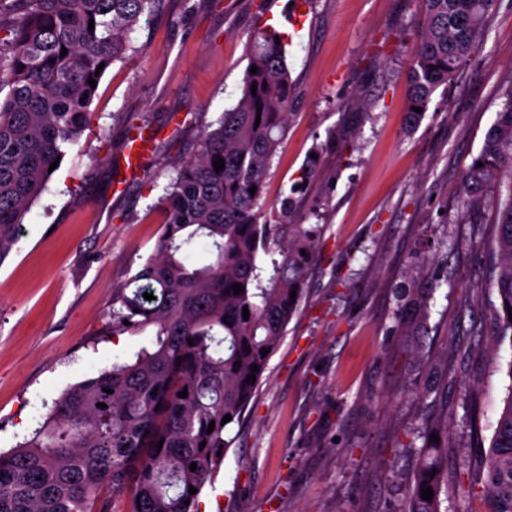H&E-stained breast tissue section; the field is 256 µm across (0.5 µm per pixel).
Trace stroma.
I'll use <instances>...</instances> for the list:
<instances>
[{"label": "stroma", "instance_id": "35a3bbf8", "mask_svg": "<svg viewBox=\"0 0 512 512\" xmlns=\"http://www.w3.org/2000/svg\"><path fill=\"white\" fill-rule=\"evenodd\" d=\"M420 0H159L103 75L93 119L25 215L0 263V452L69 387L147 346L112 333V293L156 249L161 202L205 126L236 104L257 31L287 41L288 130L265 178L268 222L319 224L307 288L201 512H395L391 464L423 414L441 417L448 465L488 447L512 343H494L492 192L462 218V175L512 81V0L479 51L406 124ZM147 117L124 170L123 113ZM443 281L423 352L442 377L426 400L394 336V288L413 261Z\"/></svg>", "mask_w": 512, "mask_h": 512}]
</instances>
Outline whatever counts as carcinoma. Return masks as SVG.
<instances>
[{
	"label": "carcinoma",
	"instance_id": "cac0c4a2",
	"mask_svg": "<svg viewBox=\"0 0 512 512\" xmlns=\"http://www.w3.org/2000/svg\"><path fill=\"white\" fill-rule=\"evenodd\" d=\"M156 2L0 0V88L8 87L0 99V261L51 177L49 167L91 123L97 90L88 79L101 80L97 67L106 71L124 57L134 26ZM421 2L423 29L407 75L411 127L424 118L434 92L481 48L497 4ZM277 35L272 29L253 35L247 60L257 73L245 70L235 107L217 127L202 130L197 153L167 189L168 219L155 256L112 297V335L149 327L150 347L68 388L29 439L0 452V512H108V491L124 498L125 512H199V494L220 469L231 431L243 423L299 308L319 239L318 227L298 225L274 250L270 242L283 225L261 221L265 176L288 122L287 51ZM501 98L463 179L468 207L485 189L497 191L491 263L500 341L512 337L506 309L512 307V175L504 177L505 164H512V80ZM220 157L225 168L218 172L213 161ZM195 240L211 244L214 262L187 258ZM235 283L244 291L234 293ZM438 287L425 263L416 262L400 288L395 328L413 340L415 352ZM146 292L154 299H145ZM263 348L270 354L261 356ZM184 390L187 396H178ZM459 468L471 472L468 491L490 512H512V384L478 468L470 470L465 459ZM423 486L432 488V500L422 499ZM446 487L447 445L430 441L418 453L398 512H442Z\"/></svg>",
	"mask_w": 512,
	"mask_h": 512
}]
</instances>
